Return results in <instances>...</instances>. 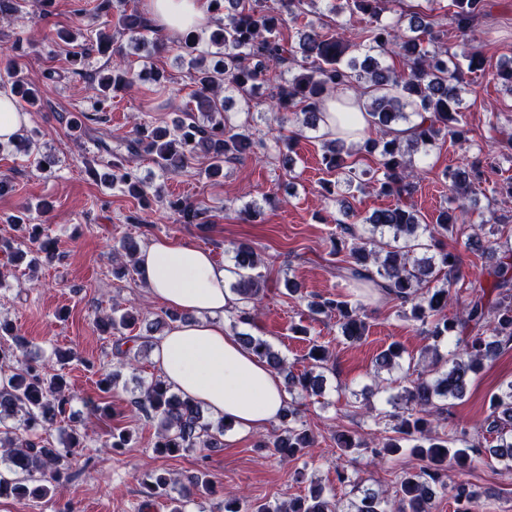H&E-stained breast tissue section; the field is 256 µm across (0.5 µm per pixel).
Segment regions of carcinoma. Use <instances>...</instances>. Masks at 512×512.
<instances>
[{"label":"carcinoma","instance_id":"obj_1","mask_svg":"<svg viewBox=\"0 0 512 512\" xmlns=\"http://www.w3.org/2000/svg\"><path fill=\"white\" fill-rule=\"evenodd\" d=\"M313 2L280 0V7L271 9L266 0H212L214 21L209 43L220 51H199L192 35L181 46L191 58L190 104L163 126L137 124L133 137L123 140V145L132 156L142 151L149 154L164 175L180 173L201 154L205 177L217 181L224 177V164L244 158L258 146L249 129L254 121L252 104L258 97H265L268 109L278 115L280 122H293L313 131L323 121L321 103L327 96L352 92L359 97L360 110L369 115L375 136L355 145L323 138L322 165L334 176L324 181V196L340 197V211L348 218L350 213L341 195L361 189L367 180L396 204L375 210L362 220L368 225L366 237L350 227L343 228L336 252L346 251L347 259L336 265V277L353 288H368L398 302L402 316L420 323L433 343L423 351L431 356V369L417 373L414 379L403 376L401 392L395 396L402 403V411L376 414L377 431L371 442L341 433L336 435V444L342 450L366 452L376 459L405 451L424 461L425 466L418 472L403 473L388 489L366 488L356 498H338L334 493L327 496L322 487L311 483L305 494L282 503L246 504L240 498H229L224 501V512H434L436 498L448 491L457 512H474L476 507L490 512L491 504L482 501L481 492L464 482L450 486L441 474L450 467L463 471L482 456L512 469V382L489 399L487 432L494 435L489 447L469 444L462 432L435 436L432 426L446 413L447 400L465 395L469 381L484 362L512 345V243L486 241V250L502 253L489 272L492 281L487 285L481 281L470 283L462 316L450 321L446 311L448 304L458 300L459 258L451 251H432V240L456 228L466 214L465 205L440 211L430 225L421 222L419 212L409 203L422 174L415 156L428 155L441 139L452 143L467 140L465 72L483 69L484 58L466 38L453 52L440 45L432 19L439 0H426L430 4L426 12L405 10L391 23L383 22L382 14L403 0H327L330 13L340 17L347 12L365 20V26L351 40L344 21H336L334 30L307 21L305 6ZM452 6L454 20L465 32L487 15L489 3L452 0ZM118 23L130 35L135 51L155 55L167 49L158 38L140 37L146 26V18L140 13L123 10ZM291 23L297 26V40L286 44L279 33ZM96 42L101 51L110 49L111 40L103 33L97 34ZM350 50L363 52V60L346 58ZM112 55L118 61L112 64L111 72L96 78L92 86L95 105L102 112L112 94L130 90L141 78L131 64L123 61L127 56L124 47H116ZM384 58L391 63L384 64ZM10 91L30 107L36 104L38 89L19 69L11 71ZM235 97L247 114L242 123L231 121L226 114L227 103ZM100 148L113 154L104 141ZM361 153L375 157V170L357 171ZM112 167L108 175L112 185L140 204L150 205L149 185L126 164V158L115 155ZM481 174V162L474 159L444 177L449 181L448 190L461 201L471 185L482 180ZM168 206L188 223H209L205 209L185 200H170ZM17 223L28 240L38 245L37 252L53 258L52 241L41 239L40 225H26L22 217ZM232 260L240 270L232 290L242 303L232 316L233 325H249L256 320L267 280L258 271L261 258L252 246H235ZM365 307L361 301L352 303L330 296L308 302L313 314L336 315L342 335L350 341L365 335ZM139 322L140 316L117 307L112 308V314L98 318L97 327L116 337L118 358V366L101 375L100 392L110 394L118 387L128 390V384H120L121 369L133 365L136 352L122 346L129 341L149 342L147 336L125 335ZM238 336L272 369L284 374L288 394L296 390L306 395L321 393L324 378L319 370L328 368L330 361L326 346L312 344L307 352L310 367L294 374L266 340L246 332ZM5 337L12 344L0 345V363L8 368L0 382V498L50 502L73 479L69 456L84 447V436L75 428L63 426L70 404L65 374L52 373L41 363L26 359L22 355L25 340L15 333L10 321L1 319L0 339ZM443 343L448 346L445 355L439 351ZM403 353L399 345H390L377 356V369L391 373L402 368ZM131 394L132 409L155 423L156 454L176 456L194 449L224 447V419L215 422L206 417L200 406L172 392L162 378L147 384L138 382ZM54 428L63 438L61 448L47 438ZM312 443L313 436L299 409L288 403L279 417V434L272 448L288 460L301 456ZM172 482L168 473L155 472L141 485L147 498H167L169 512H185V501L169 496Z\"/></svg>","mask_w":512,"mask_h":512}]
</instances>
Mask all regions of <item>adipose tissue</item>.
<instances>
[{
  "mask_svg": "<svg viewBox=\"0 0 512 512\" xmlns=\"http://www.w3.org/2000/svg\"><path fill=\"white\" fill-rule=\"evenodd\" d=\"M209 0H145L144 8L163 34L204 27ZM136 277L163 306L186 313L159 340L154 362L163 379L224 419L236 435L276 422L288 395L279 373L224 326L241 303L230 284L237 268L210 250L161 238L141 249Z\"/></svg>",
  "mask_w": 512,
  "mask_h": 512,
  "instance_id": "ef3b65f1",
  "label": "adipose tissue"
}]
</instances>
